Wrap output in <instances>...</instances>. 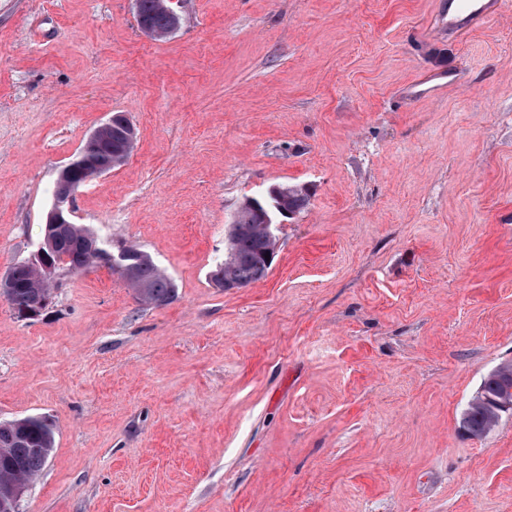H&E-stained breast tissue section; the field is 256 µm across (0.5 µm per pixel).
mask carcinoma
Wrapping results in <instances>:
<instances>
[{"mask_svg":"<svg viewBox=\"0 0 512 512\" xmlns=\"http://www.w3.org/2000/svg\"><path fill=\"white\" fill-rule=\"evenodd\" d=\"M174 23V17L163 7L162 0H139L138 24L144 25L163 36ZM121 139L117 133L100 139L86 155L85 169L78 173L79 179L85 172L117 154ZM256 215L238 222L236 233L227 234L224 261L225 274L239 287H247L264 279L271 265L259 261L261 251L267 242L259 228ZM93 229L84 224L71 225L66 237L54 243L49 250L52 257L64 261L72 272L89 269L94 260L79 241ZM8 277L13 283L7 300L18 316L32 308L34 299L50 295L52 285L41 278L40 269L33 262L20 261L10 268ZM128 287L137 299L145 305L162 306L177 297L175 281L154 263H139L135 266L133 281ZM463 428L471 435L483 433L491 423L488 408L482 404H470L462 418ZM53 425L40 416H27L0 425V491L12 485L30 483L45 466L54 449Z\"/></svg>","mask_w":512,"mask_h":512,"instance_id":"obj_1","label":"carcinoma"}]
</instances>
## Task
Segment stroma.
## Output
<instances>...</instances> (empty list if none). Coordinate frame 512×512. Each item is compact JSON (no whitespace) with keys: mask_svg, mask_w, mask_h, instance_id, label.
I'll return each mask as SVG.
<instances>
[{"mask_svg":"<svg viewBox=\"0 0 512 512\" xmlns=\"http://www.w3.org/2000/svg\"><path fill=\"white\" fill-rule=\"evenodd\" d=\"M0 0V275L31 259L56 172L112 114L134 151L78 223L109 265L21 318L0 296V423L55 448L20 512H512V414L461 419L512 363V0L464 38L448 0ZM307 187L267 277L215 287L245 198ZM164 0H139V19H137L139 25H144L147 28H142V31L149 37L152 35L151 31L155 32L160 36H165V33L171 28L176 19L175 25L169 30L171 35L176 32L179 28V14L171 6L172 3L178 2L169 0V12L163 7ZM150 30H149V29ZM463 416V428L471 435L482 434L491 423L490 412L482 404L469 403Z\"/></svg>","mask_w":512,"mask_h":512,"instance_id":"1","label":"stroma"}]
</instances>
